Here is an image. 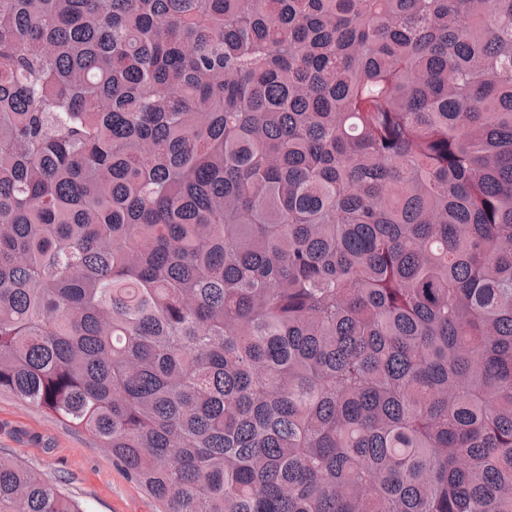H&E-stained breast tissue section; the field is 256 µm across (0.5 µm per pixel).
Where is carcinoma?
Returning <instances> with one entry per match:
<instances>
[{"mask_svg":"<svg viewBox=\"0 0 512 512\" xmlns=\"http://www.w3.org/2000/svg\"><path fill=\"white\" fill-rule=\"evenodd\" d=\"M2 390L162 512H512V0H0Z\"/></svg>","mask_w":512,"mask_h":512,"instance_id":"carcinoma-1","label":"carcinoma"}]
</instances>
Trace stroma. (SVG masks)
I'll list each match as a JSON object with an SVG mask.
<instances>
[{
    "mask_svg": "<svg viewBox=\"0 0 512 512\" xmlns=\"http://www.w3.org/2000/svg\"><path fill=\"white\" fill-rule=\"evenodd\" d=\"M0 455L53 482L83 512H158V503L112 461L109 449L45 408L0 392Z\"/></svg>",
    "mask_w": 512,
    "mask_h": 512,
    "instance_id": "obj_1",
    "label": "stroma"
}]
</instances>
